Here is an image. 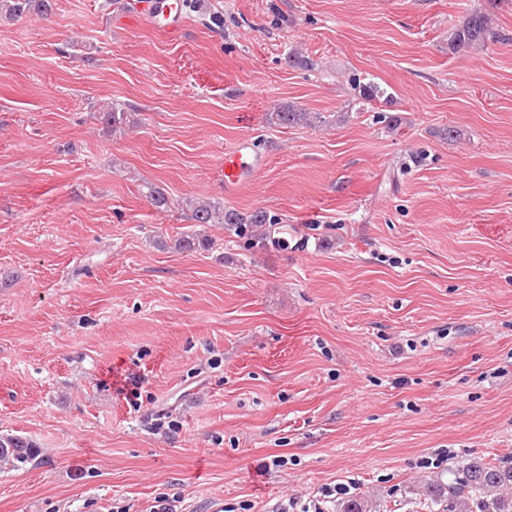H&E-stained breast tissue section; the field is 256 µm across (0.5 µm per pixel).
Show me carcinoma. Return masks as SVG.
I'll return each instance as SVG.
<instances>
[{
	"mask_svg": "<svg viewBox=\"0 0 512 512\" xmlns=\"http://www.w3.org/2000/svg\"><path fill=\"white\" fill-rule=\"evenodd\" d=\"M32 10L43 14L52 12V0H0V15L20 17ZM493 37L490 18L481 11L471 13L448 36V52L457 54L485 46ZM358 97L365 101L379 98L384 91L376 84H354ZM309 112L297 104L275 103L267 112L269 124L295 127L309 121ZM192 219L197 224H228L242 227L247 224H276L278 218L259 210L249 215L224 208L208 200L194 204ZM35 451L18 436H0V461L19 467L31 461ZM425 506L431 512H512V465L500 462L472 461L449 472L448 480L436 478L424 484Z\"/></svg>",
	"mask_w": 512,
	"mask_h": 512,
	"instance_id": "1",
	"label": "carcinoma"
}]
</instances>
